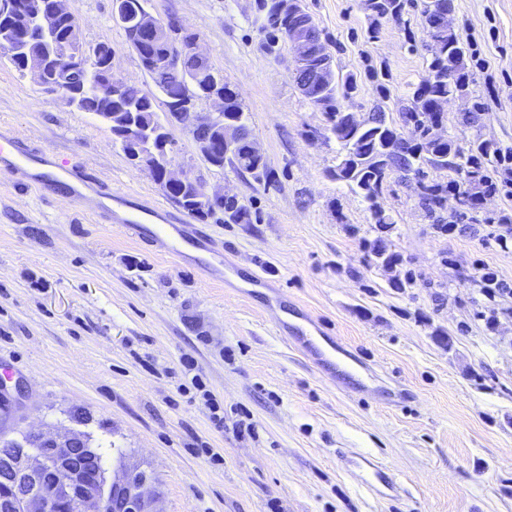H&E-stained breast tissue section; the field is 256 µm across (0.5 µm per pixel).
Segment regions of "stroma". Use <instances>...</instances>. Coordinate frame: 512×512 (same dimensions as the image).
Returning a JSON list of instances; mask_svg holds the SVG:
<instances>
[{"mask_svg":"<svg viewBox=\"0 0 512 512\" xmlns=\"http://www.w3.org/2000/svg\"><path fill=\"white\" fill-rule=\"evenodd\" d=\"M304 5L337 72L356 77L340 111L362 120L382 111L401 126L430 59L421 0H406L398 17L370 15L365 0ZM67 6L84 42L111 45L118 77L153 91L112 0ZM145 7L198 33L240 94L267 173L211 166L174 130L188 173L248 213L243 224L199 222L218 251L179 262L61 193L0 174V366L24 387L15 432L88 435L106 470L131 462L152 475L160 512H512V317L487 332L471 302L481 263L512 280V250L487 236L512 200H447L445 219L467 227L453 238L437 230L418 186L456 180L451 170L389 175L367 201L335 179L340 145L299 91L289 44L267 42L258 0ZM450 20L468 86L440 133L463 151L478 136L511 153L512 0H452ZM473 111L475 127L465 122ZM2 132L132 202L184 214L92 114L0 56ZM379 237L410 273L404 286L371 252ZM257 271L266 287L253 286ZM297 307L321 321L351 373L377 371L371 393L348 395L285 343L280 327ZM187 356L204 391L182 390ZM353 451L382 462L401 491L359 485Z\"/></svg>","mask_w":512,"mask_h":512,"instance_id":"1","label":"stroma"}]
</instances>
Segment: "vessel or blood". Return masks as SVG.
<instances>
[{"mask_svg":"<svg viewBox=\"0 0 512 512\" xmlns=\"http://www.w3.org/2000/svg\"><path fill=\"white\" fill-rule=\"evenodd\" d=\"M0 173L25 174L29 185L48 188L50 181L68 184L70 200L82 210L97 214L104 220L126 225L132 232H139L141 225H154L151 239L157 249L174 258L184 256V245L208 251L214 250L211 238L194 232L186 219L172 216L163 205L134 206L125 195L92 193L93 180L79 167H62L44 154L32 151L16 137L0 134ZM353 466L361 483L369 488L382 485L397 488L394 474L386 467L365 456L356 457Z\"/></svg>","mask_w":512,"mask_h":512,"instance_id":"vessel-or-blood-1","label":"vessel or blood"}]
</instances>
